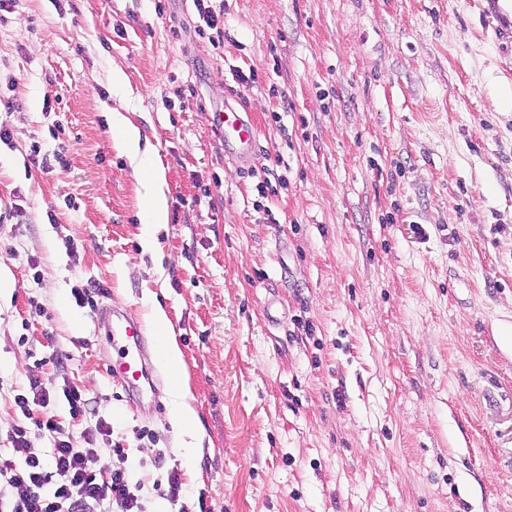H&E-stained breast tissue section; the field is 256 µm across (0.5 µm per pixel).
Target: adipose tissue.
<instances>
[{"label": "adipose tissue", "mask_w": 512, "mask_h": 512, "mask_svg": "<svg viewBox=\"0 0 512 512\" xmlns=\"http://www.w3.org/2000/svg\"><path fill=\"white\" fill-rule=\"evenodd\" d=\"M112 130L136 173L146 176L152 186L146 200V224L143 229L144 245L149 248L153 245L154 226L168 221L165 170L155 154L141 149L140 131L126 115L119 112L113 113ZM154 323L159 335L165 339L164 359L174 379L173 395L176 404V418L184 428H192L195 422V413L185 401L183 385L179 378L181 354L171 339L173 334L171 324L161 313L155 315Z\"/></svg>", "instance_id": "1"}]
</instances>
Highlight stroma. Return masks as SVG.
I'll return each mask as SVG.
<instances>
[{
  "label": "stroma",
  "instance_id": "stroma-1",
  "mask_svg": "<svg viewBox=\"0 0 512 512\" xmlns=\"http://www.w3.org/2000/svg\"><path fill=\"white\" fill-rule=\"evenodd\" d=\"M223 4L219 49L193 0L0 12V438L37 377L91 468L124 448L147 512H512V0ZM227 102L258 131L246 171L209 126ZM116 111L165 169L151 250ZM35 142L67 168L28 166ZM81 286L149 337L167 316L191 433L170 387L113 385ZM173 471L175 503L152 490ZM63 396L69 406V414L73 420L81 419L86 414L88 399L84 390L75 383H65Z\"/></svg>",
  "mask_w": 512,
  "mask_h": 512
}]
</instances>
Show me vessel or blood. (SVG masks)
<instances>
[{"mask_svg":"<svg viewBox=\"0 0 512 512\" xmlns=\"http://www.w3.org/2000/svg\"><path fill=\"white\" fill-rule=\"evenodd\" d=\"M209 122L224 142L225 155L239 166H246L257 150V138L248 113L228 105L211 112ZM98 328L114 352L106 368L113 383L133 399L158 394L159 385L143 322L120 307L106 305L100 311Z\"/></svg>","mask_w":512,"mask_h":512,"instance_id":"vessel-or-blood-1","label":"vessel or blood"}]
</instances>
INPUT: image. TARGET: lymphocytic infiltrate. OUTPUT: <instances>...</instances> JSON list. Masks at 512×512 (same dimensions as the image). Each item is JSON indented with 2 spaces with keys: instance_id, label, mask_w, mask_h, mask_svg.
Instances as JSON below:
<instances>
[{
  "instance_id": "f902f5d3",
  "label": "lymphocytic infiltrate",
  "mask_w": 512,
  "mask_h": 512,
  "mask_svg": "<svg viewBox=\"0 0 512 512\" xmlns=\"http://www.w3.org/2000/svg\"><path fill=\"white\" fill-rule=\"evenodd\" d=\"M29 389L14 397L22 418L8 435L10 457H0V512H73L79 503L92 512H144L130 492L125 468L89 467L88 449L79 447L49 411L46 382L30 378ZM37 406L42 409L38 416L33 413ZM34 434L49 438V457L32 452Z\"/></svg>"
}]
</instances>
